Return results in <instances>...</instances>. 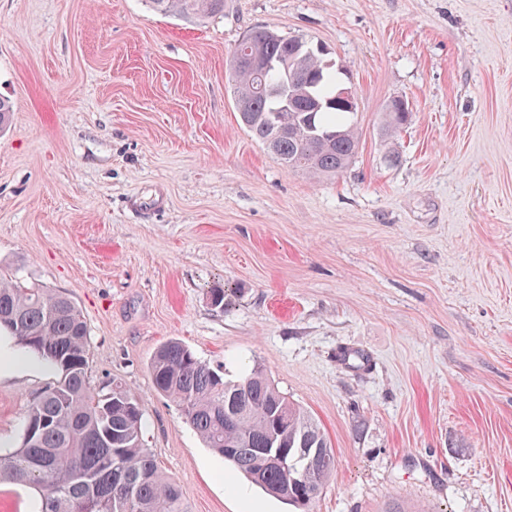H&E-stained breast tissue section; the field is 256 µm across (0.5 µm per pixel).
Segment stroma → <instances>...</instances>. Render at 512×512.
<instances>
[{"mask_svg":"<svg viewBox=\"0 0 512 512\" xmlns=\"http://www.w3.org/2000/svg\"><path fill=\"white\" fill-rule=\"evenodd\" d=\"M258 27L323 46L354 90L338 176L285 170L241 125L230 59ZM0 98V272L75 302L91 386L136 396L189 512L290 508L155 391L171 338L319 422L336 470L314 512H512V0H227L201 25L0 0ZM51 380L0 381V454Z\"/></svg>","mask_w":512,"mask_h":512,"instance_id":"35a3bbf8","label":"stroma"}]
</instances>
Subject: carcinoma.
<instances>
[{"instance_id":"cac0c4a2","label":"carcinoma","mask_w":512,"mask_h":512,"mask_svg":"<svg viewBox=\"0 0 512 512\" xmlns=\"http://www.w3.org/2000/svg\"><path fill=\"white\" fill-rule=\"evenodd\" d=\"M154 10L200 20L224 14V0H149ZM232 53L231 81L246 131L289 171L334 176L359 147L354 112L336 99L323 49L265 28ZM271 59L266 74L246 49ZM0 330L55 374L27 406L12 451L0 456V483L33 491L35 512H188L177 482L143 443L142 413L119 381L91 387L88 329L63 292L0 275ZM157 393L175 402L206 447L272 495L311 512L336 468L320 424L262 369L239 379L200 360L177 339L149 363Z\"/></svg>"}]
</instances>
